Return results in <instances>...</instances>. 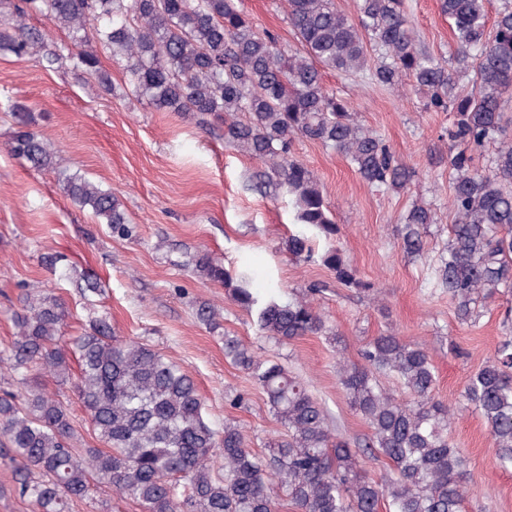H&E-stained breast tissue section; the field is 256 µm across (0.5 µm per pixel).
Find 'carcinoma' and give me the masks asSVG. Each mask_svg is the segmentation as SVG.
<instances>
[{"label":"carcinoma","mask_w":512,"mask_h":512,"mask_svg":"<svg viewBox=\"0 0 512 512\" xmlns=\"http://www.w3.org/2000/svg\"><path fill=\"white\" fill-rule=\"evenodd\" d=\"M299 47L282 46L259 30L240 0H18L12 4L15 33L0 31V51L38 57L46 67L63 59L97 81L112 83L95 50L48 44L24 27L39 13L72 32L73 45L95 43L122 67L126 84L157 110L189 114L198 124H224V141L261 162L251 187L288 195L298 223L331 240L339 232L323 191L311 171L292 155L294 139L329 148L353 164L370 187L403 190L414 172L397 159L375 132L357 120L348 100L329 91L324 72L364 77L391 86L403 78L427 91V107L456 113L449 132L452 172L448 258L441 284L457 318L475 317L478 299L512 287V3L487 26L486 0H440L453 21L454 67L417 43L404 0H356V16L334 0H283ZM473 73L475 92L452 95L456 77ZM17 129L9 150L34 169L53 165L49 141L29 130L34 116L15 106ZM497 144L488 170L473 165L470 148ZM64 193L90 209L112 235L133 237L126 211L112 191L77 173L59 177ZM434 223L432 210L414 203L405 215L403 248L423 251L422 234ZM285 248L298 260L312 258L311 240L293 234ZM336 281L370 291L333 247L321 256ZM61 279L80 282L83 296L100 292L99 282L74 267H57ZM198 277L230 287L240 307L255 314L261 333L286 344L314 335L337 340L324 317L307 301L257 298L246 277L233 278L207 253L192 260ZM68 313L51 294L27 293L14 315V341L0 350V455L16 463L19 495L34 512H68L91 482L130 498L144 512H279L281 497L297 512H461L470 473L462 452L448 437L454 408L436 396L437 375L427 351L393 331L370 340L362 363L339 368L350 408L370 434L350 443L335 435L326 409L307 383L285 365L256 356L234 336H224V355L262 389L282 431L258 456L250 439L231 422L222 431L203 418L202 399L190 372L161 352L114 333L106 316H92L89 331L65 337ZM197 319L222 328L207 302ZM77 371H72L70 360ZM53 373L74 388L88 413L98 445L76 435L69 409L43 389L36 372ZM390 374L407 400L379 384ZM466 405L490 427L495 455L512 467V336L462 392ZM385 458L391 473L371 477L365 461Z\"/></svg>","instance_id":"1"}]
</instances>
